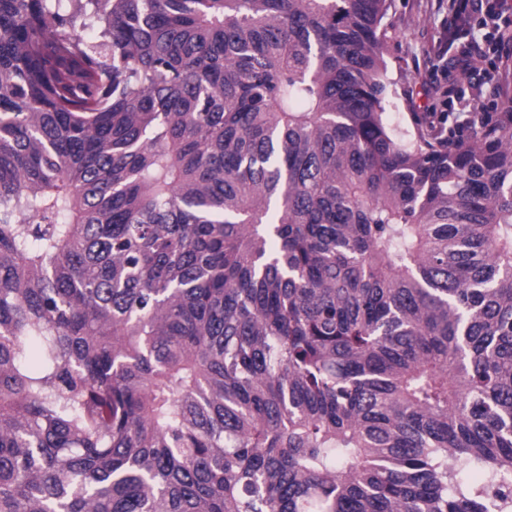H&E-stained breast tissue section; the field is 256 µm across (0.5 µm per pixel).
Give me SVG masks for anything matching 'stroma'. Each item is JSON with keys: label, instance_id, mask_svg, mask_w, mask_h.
Masks as SVG:
<instances>
[{"label": "stroma", "instance_id": "stroma-1", "mask_svg": "<svg viewBox=\"0 0 512 512\" xmlns=\"http://www.w3.org/2000/svg\"><path fill=\"white\" fill-rule=\"evenodd\" d=\"M449 5L450 0L390 2L385 58L392 92L390 110L401 130L415 131L429 120L436 133L458 131L469 112L493 102L483 73L512 69V58L504 59L494 49V26H481L475 18L467 31L450 37ZM474 40L482 52L477 73L468 78L457 60Z\"/></svg>", "mask_w": 512, "mask_h": 512}]
</instances>
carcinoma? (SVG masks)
<instances>
[{
  "label": "carcinoma",
  "mask_w": 512,
  "mask_h": 512,
  "mask_svg": "<svg viewBox=\"0 0 512 512\" xmlns=\"http://www.w3.org/2000/svg\"><path fill=\"white\" fill-rule=\"evenodd\" d=\"M389 7L0 0V512H512V97ZM451 0H391L384 23L389 27V38L385 44V58L388 63V78L391 81L392 96L389 99L390 112L394 123L402 131L414 133L417 128H425V118L429 117L434 132L445 136L450 131L469 135L471 128L461 129L459 123L466 119V125L483 127L491 123L492 117L473 112L479 105L495 104L493 112L502 111V95L498 71L508 66V81L511 86L512 58L497 54H508L512 38L499 36L495 44V33L491 22L485 29H479L482 19L483 0H457L454 9L448 13ZM479 16V17H476ZM476 17V18H474ZM474 18V19H473ZM472 19V20H471ZM471 20V28H464L453 40L448 30H458ZM489 33L487 39L482 36ZM474 38L482 47L477 63V72L467 79L456 59L461 57ZM483 39V40H482ZM453 41L452 46L450 42ZM495 45V49H494ZM448 49V52H447ZM509 58L508 60H504ZM493 75L498 88L484 82L482 75ZM493 96H490L488 91ZM494 99V100H493ZM443 112L448 114L446 122Z\"/></svg>",
  "instance_id": "obj_1"
}]
</instances>
